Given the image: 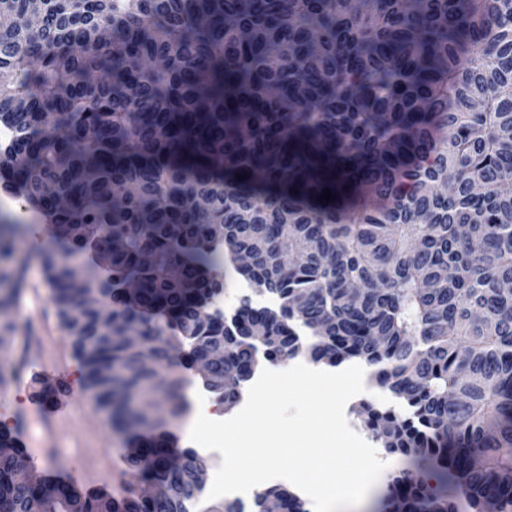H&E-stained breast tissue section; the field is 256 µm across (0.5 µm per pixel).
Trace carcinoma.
Listing matches in <instances>:
<instances>
[{"mask_svg": "<svg viewBox=\"0 0 512 512\" xmlns=\"http://www.w3.org/2000/svg\"><path fill=\"white\" fill-rule=\"evenodd\" d=\"M0 0V188L52 225L42 253L87 387L160 493L120 503L16 481L0 512H189L206 463L170 470L184 360L224 345L212 394L261 362L363 360L403 410L361 407L413 465L389 512L512 508V0ZM330 189L334 200H319ZM224 225V242L210 225ZM15 225L0 224V305ZM111 265L108 307L76 297L71 255ZM272 294L242 326L207 317L216 269ZM137 327L148 344L121 336ZM163 379L167 412L129 406ZM277 500L307 512L282 486Z\"/></svg>", "mask_w": 512, "mask_h": 512, "instance_id": "cac0c4a2", "label": "carcinoma"}]
</instances>
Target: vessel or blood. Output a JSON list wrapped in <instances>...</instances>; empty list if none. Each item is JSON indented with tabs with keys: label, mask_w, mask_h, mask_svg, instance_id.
I'll use <instances>...</instances> for the list:
<instances>
[{
	"label": "vessel or blood",
	"mask_w": 512,
	"mask_h": 512,
	"mask_svg": "<svg viewBox=\"0 0 512 512\" xmlns=\"http://www.w3.org/2000/svg\"><path fill=\"white\" fill-rule=\"evenodd\" d=\"M38 300L35 283L24 279L14 301L20 316L26 317L28 323L17 349V366L0 385V397L8 398L17 387L25 389L29 407L15 414L9 433L0 438V443L25 449L34 456L52 457L58 463L55 475L87 484L92 475L80 463L82 443L70 438L65 430L74 418L79 391L70 380L65 361L49 344L55 326L52 312L41 311L33 319L28 316Z\"/></svg>",
	"instance_id": "b4317fda"
}]
</instances>
